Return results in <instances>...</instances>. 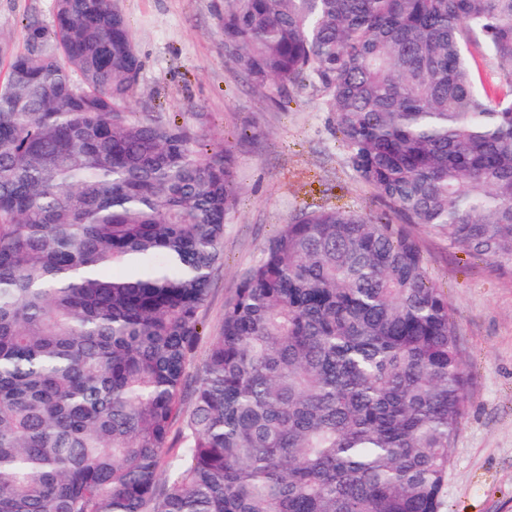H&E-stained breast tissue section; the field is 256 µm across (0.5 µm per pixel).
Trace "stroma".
<instances>
[{
    "mask_svg": "<svg viewBox=\"0 0 512 512\" xmlns=\"http://www.w3.org/2000/svg\"><path fill=\"white\" fill-rule=\"evenodd\" d=\"M118 5L141 59L131 110L226 142L237 160L240 202L226 224L224 262L200 314L205 338L189 366L196 378L239 278L283 224L318 207L377 212L382 204L348 167L318 97L257 87L225 53L224 0ZM53 18L54 0H0V46L22 51L27 21L48 27ZM416 234L455 311L472 382L451 450L446 510L512 512V272L449 249L429 230Z\"/></svg>",
    "mask_w": 512,
    "mask_h": 512,
    "instance_id": "1",
    "label": "stroma"
}]
</instances>
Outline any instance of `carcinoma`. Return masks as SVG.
Segmentation results:
<instances>
[{
	"instance_id": "1",
	"label": "carcinoma",
	"mask_w": 512,
	"mask_h": 512,
	"mask_svg": "<svg viewBox=\"0 0 512 512\" xmlns=\"http://www.w3.org/2000/svg\"><path fill=\"white\" fill-rule=\"evenodd\" d=\"M222 30L385 210L283 225L191 378L234 157L130 111L116 0H55L0 83V512H443L469 377L408 226L512 267V0H224Z\"/></svg>"
}]
</instances>
